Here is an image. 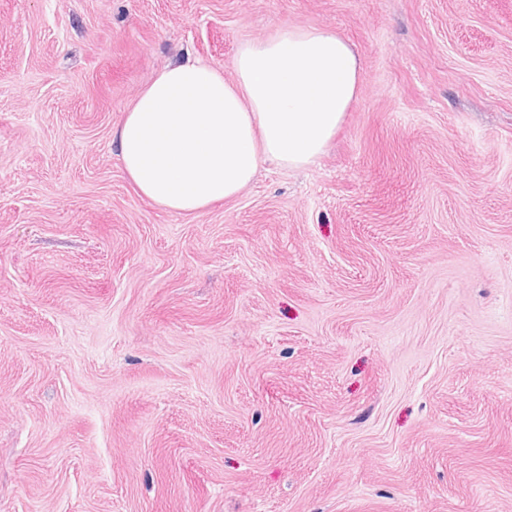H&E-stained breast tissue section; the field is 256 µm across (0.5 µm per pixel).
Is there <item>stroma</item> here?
Instances as JSON below:
<instances>
[{
	"instance_id": "obj_1",
	"label": "stroma",
	"mask_w": 512,
	"mask_h": 512,
	"mask_svg": "<svg viewBox=\"0 0 512 512\" xmlns=\"http://www.w3.org/2000/svg\"><path fill=\"white\" fill-rule=\"evenodd\" d=\"M286 24L327 151L139 195L142 88ZM0 512H512V0H0Z\"/></svg>"
}]
</instances>
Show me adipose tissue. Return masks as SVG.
Returning <instances> with one entry per match:
<instances>
[{"instance_id":"ef3b65f1","label":"adipose tissue","mask_w":512,"mask_h":512,"mask_svg":"<svg viewBox=\"0 0 512 512\" xmlns=\"http://www.w3.org/2000/svg\"><path fill=\"white\" fill-rule=\"evenodd\" d=\"M234 81L195 59L169 65L139 93L114 134L136 190L191 214L235 199L265 161L313 164L362 90L351 43L284 26L240 43Z\"/></svg>"}]
</instances>
